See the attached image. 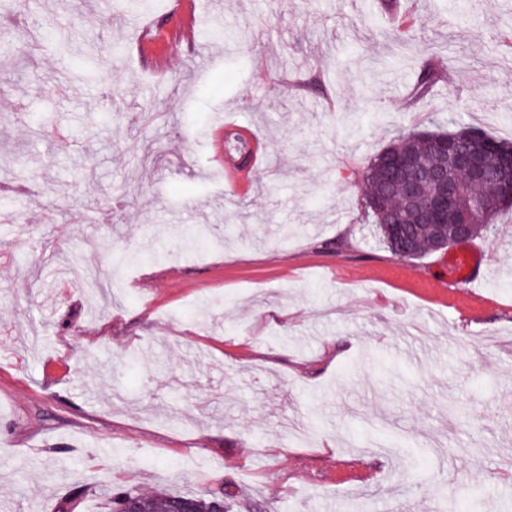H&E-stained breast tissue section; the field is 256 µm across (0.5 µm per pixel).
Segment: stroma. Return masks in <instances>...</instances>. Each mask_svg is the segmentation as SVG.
I'll return each instance as SVG.
<instances>
[{
    "mask_svg": "<svg viewBox=\"0 0 512 512\" xmlns=\"http://www.w3.org/2000/svg\"><path fill=\"white\" fill-rule=\"evenodd\" d=\"M417 38L461 61L406 106L379 0H198L201 58L145 68L124 0H17L0 18V512H109L114 489L214 494L226 512H512V215L476 294L448 255L403 261L361 221L368 160L399 134L474 126L512 140V0H401ZM256 35L230 39L244 20ZM55 28L59 57L39 34ZM301 72L300 91L279 88ZM369 116L347 138L344 108ZM268 144L227 192L217 114ZM275 190H266L268 180ZM202 224L207 247L157 261ZM100 314L56 289L90 249ZM417 349L418 359L406 356Z\"/></svg>",
    "mask_w": 512,
    "mask_h": 512,
    "instance_id": "obj_1",
    "label": "stroma"
}]
</instances>
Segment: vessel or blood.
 <instances>
[{
    "mask_svg": "<svg viewBox=\"0 0 512 512\" xmlns=\"http://www.w3.org/2000/svg\"><path fill=\"white\" fill-rule=\"evenodd\" d=\"M198 15L194 0H173L168 13L167 25L149 19L140 26L138 43L141 57L147 68L160 73H168L170 57L157 48L161 39L180 46L192 56H200L201 48L196 39ZM205 139L211 149L212 157L224 177L226 187L235 193L249 191L262 168L265 145L249 126L236 122L215 120L207 130ZM482 248L468 246L461 249L453 258L454 281L465 292H473L481 285L486 275Z\"/></svg>",
    "mask_w": 512,
    "mask_h": 512,
    "instance_id": "vessel-or-blood-1",
    "label": "vessel or blood"
}]
</instances>
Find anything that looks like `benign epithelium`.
I'll use <instances>...</instances> for the list:
<instances>
[{
	"mask_svg": "<svg viewBox=\"0 0 512 512\" xmlns=\"http://www.w3.org/2000/svg\"><path fill=\"white\" fill-rule=\"evenodd\" d=\"M482 141L484 138L479 133L469 134L467 144L452 136L437 139L439 149L447 158L446 164L439 168H426L411 155L389 154L382 161L388 171V187L397 188L408 200L415 198L422 182L433 185L431 197L418 214V223L439 228L433 241L436 252L473 239L479 216L485 210V205L467 201L463 182L451 174L463 173L471 181L493 185V204L500 208L512 205V157L496 168L490 167L477 151V145ZM450 213L454 215L451 224L448 223ZM389 224L391 235L400 242L402 251H411L413 237L410 230L395 219Z\"/></svg>",
	"mask_w": 512,
	"mask_h": 512,
	"instance_id": "benign-epithelium-1",
	"label": "benign epithelium"
}]
</instances>
